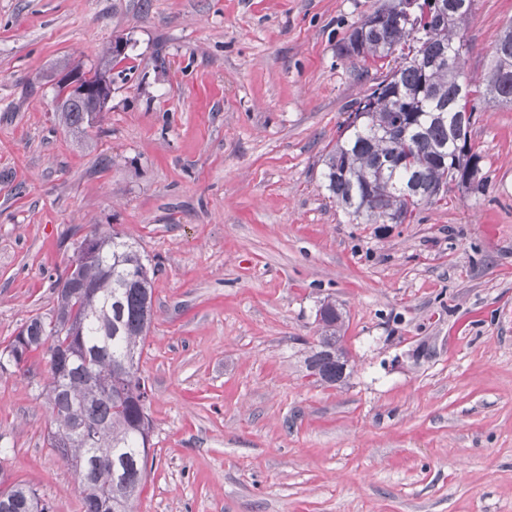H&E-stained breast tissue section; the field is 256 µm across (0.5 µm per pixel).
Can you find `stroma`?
<instances>
[{
	"instance_id": "1",
	"label": "stroma",
	"mask_w": 512,
	"mask_h": 512,
	"mask_svg": "<svg viewBox=\"0 0 512 512\" xmlns=\"http://www.w3.org/2000/svg\"><path fill=\"white\" fill-rule=\"evenodd\" d=\"M381 0H0V349L50 318L93 227L158 268L137 512H512V107L470 131L485 194L352 221L322 159L373 76L337 54ZM512 0H475L483 84ZM123 39L100 126L68 63ZM352 374L309 377L319 308ZM42 352L0 371V473L83 512L49 445Z\"/></svg>"
}]
</instances>
